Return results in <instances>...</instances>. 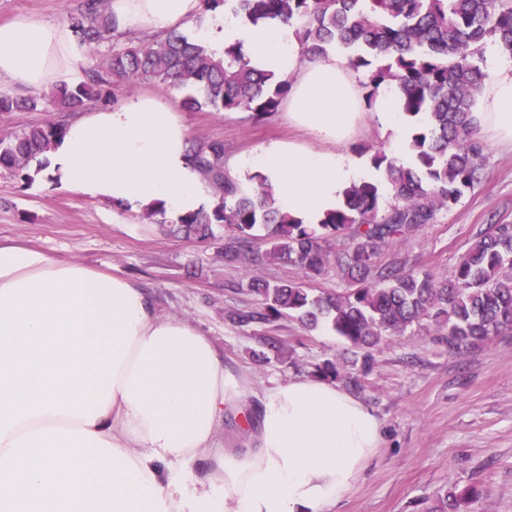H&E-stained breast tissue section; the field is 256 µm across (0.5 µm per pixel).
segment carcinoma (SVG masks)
Here are the masks:
<instances>
[{"label":"carcinoma","mask_w":512,"mask_h":512,"mask_svg":"<svg viewBox=\"0 0 512 512\" xmlns=\"http://www.w3.org/2000/svg\"><path fill=\"white\" fill-rule=\"evenodd\" d=\"M253 26L296 24L305 59L329 46L349 52L352 73L371 103L383 90L395 91L403 111L423 123L410 144L414 163L404 165L383 149L371 155L382 173L345 192L344 203L306 224L275 205L262 177L243 191L224 173V143L191 147V158L210 188L214 204L177 218L173 232L199 242L214 237L213 225L231 229L224 259L251 263L288 260L307 279L330 270L348 284L342 291L315 293L301 282L271 284L251 279L247 291L257 311L229 309L234 325L289 317L307 329H332L368 367L373 351L389 337L432 332L448 351L461 355L512 329V224H491L455 262L449 277L380 262L382 247L435 224L480 181L484 147L473 139L472 112L487 78L486 49L512 62V0H205ZM92 52L116 38L106 0H83L71 18ZM133 86L152 81L164 89H188L182 106L218 112L243 110L257 117L276 112L288 83L259 71L242 47H224L217 57L199 40L174 30L112 52L104 64L84 71L83 80L59 83L48 92L0 95V114L76 112L111 101L112 78ZM59 121L26 124L0 135V169L33 180L30 163L62 137ZM267 230L268 248H254L256 227ZM331 238L349 241L334 252ZM256 361L281 360L284 345L273 336L257 339ZM478 489L442 491L427 512H469Z\"/></svg>","instance_id":"1"}]
</instances>
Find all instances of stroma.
<instances>
[{
    "label": "stroma",
    "mask_w": 512,
    "mask_h": 512,
    "mask_svg": "<svg viewBox=\"0 0 512 512\" xmlns=\"http://www.w3.org/2000/svg\"><path fill=\"white\" fill-rule=\"evenodd\" d=\"M82 3L0 0V22L21 14L54 21L78 14ZM181 117L190 140L223 142L224 171L233 178L236 161L262 145L313 143L283 109L261 119L208 107ZM483 146L486 166L474 190L414 238L382 247L381 262L402 259L445 276L480 231L512 224V148L488 140ZM214 233L208 243L189 241L43 178L27 184L0 170L1 243L16 241L141 284L160 317L198 328L255 390L311 377L329 360H352L350 346L326 328L309 332L290 318L226 321L225 309L254 307L240 288L249 277L299 281L303 273L285 261L225 263L228 229L218 224ZM260 335L284 340L289 357L256 364L251 350ZM362 384L357 396L382 422L383 441L336 512H421L438 491L469 485L481 490L472 512H512V333L462 355L424 332L390 339L375 351Z\"/></svg>",
    "instance_id": "1"
}]
</instances>
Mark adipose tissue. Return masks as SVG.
<instances>
[{
    "label": "adipose tissue",
    "mask_w": 512,
    "mask_h": 512,
    "mask_svg": "<svg viewBox=\"0 0 512 512\" xmlns=\"http://www.w3.org/2000/svg\"><path fill=\"white\" fill-rule=\"evenodd\" d=\"M118 31L163 34L201 18L215 55L241 44L251 65L289 80V119L315 147L275 142L240 160L307 223L375 178L343 151L365 105L347 52L306 60L294 27L204 12L202 0H109ZM71 23L21 15L0 24V81L28 92L82 79ZM474 130L512 144V75L487 51ZM390 151L409 161L415 119L383 92L370 105ZM58 188L136 212L208 207L174 96L143 94L71 121L43 156ZM237 411L244 447L215 437ZM382 441L380 421L321 380L263 392L228 370L189 323L156 315L145 288L0 243V512H331Z\"/></svg>",
    "instance_id": "ef3b65f1"
}]
</instances>
